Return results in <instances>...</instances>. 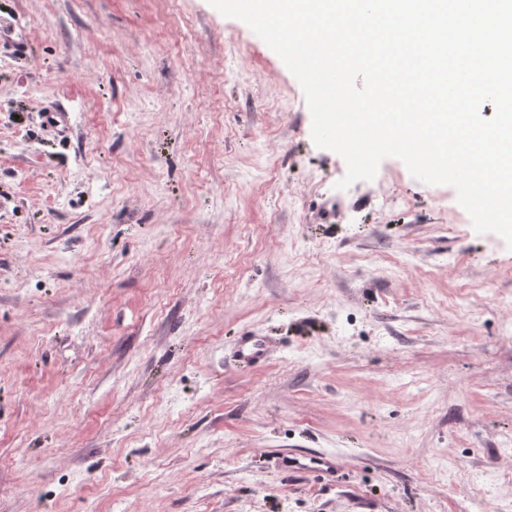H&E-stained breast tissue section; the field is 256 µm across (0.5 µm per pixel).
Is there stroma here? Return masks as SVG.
<instances>
[{
  "label": "stroma",
  "instance_id": "1",
  "mask_svg": "<svg viewBox=\"0 0 512 512\" xmlns=\"http://www.w3.org/2000/svg\"><path fill=\"white\" fill-rule=\"evenodd\" d=\"M0 21V512H512V248L453 187L388 157L338 190L209 0ZM271 340L260 336H242L235 351L238 361L259 363L267 357Z\"/></svg>",
  "mask_w": 512,
  "mask_h": 512
}]
</instances>
